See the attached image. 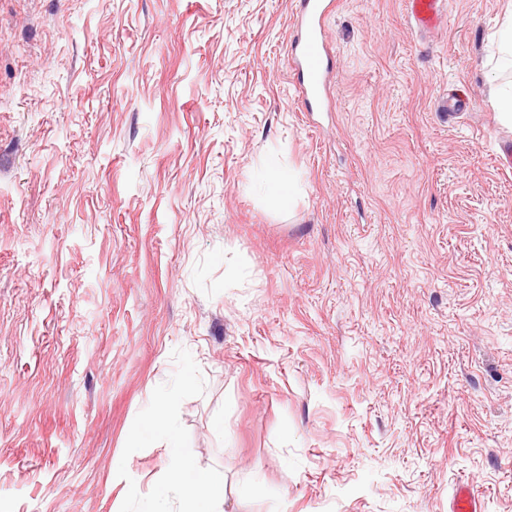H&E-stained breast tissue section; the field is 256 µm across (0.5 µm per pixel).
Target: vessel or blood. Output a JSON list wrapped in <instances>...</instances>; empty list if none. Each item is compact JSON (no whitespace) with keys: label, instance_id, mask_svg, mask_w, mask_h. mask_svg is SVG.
Returning a JSON list of instances; mask_svg holds the SVG:
<instances>
[{"label":"vessel or blood","instance_id":"obj_1","mask_svg":"<svg viewBox=\"0 0 512 512\" xmlns=\"http://www.w3.org/2000/svg\"><path fill=\"white\" fill-rule=\"evenodd\" d=\"M445 5L446 0H407L408 21L418 30H433L441 23ZM331 6L332 0H297L289 66L298 76V93L312 112L323 108L329 83L324 25ZM480 509L479 499L469 485L455 488L449 512H480Z\"/></svg>","mask_w":512,"mask_h":512}]
</instances>
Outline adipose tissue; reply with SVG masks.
<instances>
[{
    "label": "adipose tissue",
    "mask_w": 512,
    "mask_h": 512,
    "mask_svg": "<svg viewBox=\"0 0 512 512\" xmlns=\"http://www.w3.org/2000/svg\"><path fill=\"white\" fill-rule=\"evenodd\" d=\"M226 494L224 480L196 468L177 446H170L166 478L156 485L145 512H171L169 504L178 501V512H221Z\"/></svg>",
    "instance_id": "ef3b65f1"
}]
</instances>
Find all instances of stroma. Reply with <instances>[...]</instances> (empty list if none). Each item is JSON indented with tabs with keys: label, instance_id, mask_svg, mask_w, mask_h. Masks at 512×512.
<instances>
[{
	"label": "stroma",
	"instance_id": "obj_1",
	"mask_svg": "<svg viewBox=\"0 0 512 512\" xmlns=\"http://www.w3.org/2000/svg\"><path fill=\"white\" fill-rule=\"evenodd\" d=\"M295 8L0 0V512H143L172 389L224 512H512V0H337L320 112ZM445 0H407L409 23L421 31L437 28L445 15ZM481 510L478 497L468 484L458 485L449 503V512H479Z\"/></svg>",
	"mask_w": 512,
	"mask_h": 512
}]
</instances>
